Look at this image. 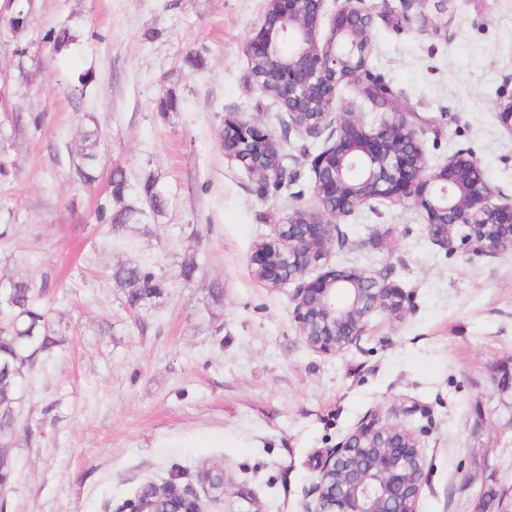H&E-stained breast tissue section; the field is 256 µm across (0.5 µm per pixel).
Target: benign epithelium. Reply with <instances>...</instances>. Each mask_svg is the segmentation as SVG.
<instances>
[{"instance_id":"1","label":"benign epithelium","mask_w":512,"mask_h":512,"mask_svg":"<svg viewBox=\"0 0 512 512\" xmlns=\"http://www.w3.org/2000/svg\"><path fill=\"white\" fill-rule=\"evenodd\" d=\"M326 2L269 0L246 45L247 81L278 103L285 132L321 140L306 156L318 207L294 209L278 225L277 239L257 244L256 276L273 288L303 278L349 244L337 232L340 218L385 202L422 210L429 237L447 250L459 227L474 254L511 249L512 197L491 203L495 191L471 153L458 151L431 168L416 113L396 107L368 127L360 113L336 111L340 85L369 73L373 15L365 0H335L324 32ZM224 153L263 184L289 183L275 135L250 118H224ZM405 301L400 289L364 270L332 269L295 289L293 314L313 349L339 354L367 334L373 313L398 315ZM422 470L417 438L371 414L322 461L304 512H416Z\"/></svg>"}]
</instances>
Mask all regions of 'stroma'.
I'll return each mask as SVG.
<instances>
[{
	"instance_id": "obj_1",
	"label": "stroma",
	"mask_w": 512,
	"mask_h": 512,
	"mask_svg": "<svg viewBox=\"0 0 512 512\" xmlns=\"http://www.w3.org/2000/svg\"><path fill=\"white\" fill-rule=\"evenodd\" d=\"M29 11L28 81L0 100V280L45 289L62 343L23 387L15 475L0 512H122L148 483L190 487L204 512H303L327 452L370 413L412 432L424 458L417 512H512V250L476 255L429 238L408 203L342 217L349 240L318 267H356L401 288L403 315L380 312L338 355L312 349L293 316L294 285L255 274V247L295 208L312 209L302 152L279 107L251 90L245 46L267 0H16ZM375 16L368 66L417 113L429 166L465 149L512 196V0H448ZM68 23L80 39L52 55L42 33ZM191 53L202 69L186 63ZM94 73L86 91L77 76ZM177 110L160 111L167 92ZM16 112L40 127L12 131ZM271 130L290 155L287 187L259 186L224 153V117ZM101 132L97 179L76 151ZM121 168L128 200L164 187L162 215L110 226L95 209ZM153 272L158 297L130 305L113 271Z\"/></svg>"
}]
</instances>
